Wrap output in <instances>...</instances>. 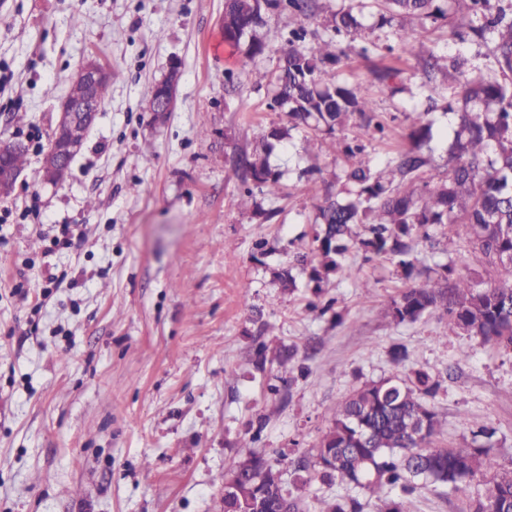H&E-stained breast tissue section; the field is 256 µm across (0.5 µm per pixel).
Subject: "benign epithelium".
<instances>
[{"instance_id":"1","label":"benign epithelium","mask_w":512,"mask_h":512,"mask_svg":"<svg viewBox=\"0 0 512 512\" xmlns=\"http://www.w3.org/2000/svg\"><path fill=\"white\" fill-rule=\"evenodd\" d=\"M109 71L94 59H88L74 76L69 93L59 106L57 128L52 147L43 158L42 175L54 184L67 177L72 159L81 151L84 140L73 135L77 129L88 132L94 125L100 104L98 87L107 80ZM177 73L160 81L161 93L147 103L149 112H172L176 107ZM15 145L0 142V186L16 183L20 172L1 163Z\"/></svg>"}]
</instances>
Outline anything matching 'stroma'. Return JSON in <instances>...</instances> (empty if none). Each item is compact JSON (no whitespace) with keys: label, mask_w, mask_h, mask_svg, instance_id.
Wrapping results in <instances>:
<instances>
[{"label":"stroma","mask_w":512,"mask_h":512,"mask_svg":"<svg viewBox=\"0 0 512 512\" xmlns=\"http://www.w3.org/2000/svg\"><path fill=\"white\" fill-rule=\"evenodd\" d=\"M319 4L307 28L350 7L371 45L326 74L358 85L386 120L388 138L366 144L371 163L409 147L415 110L451 99L441 79L421 93L422 56L460 55L494 73L492 43L451 42L444 23L398 16L382 27L375 0ZM403 28L415 55L398 47ZM283 47L270 41L249 59L225 42L224 0H0V140L26 149L14 192L0 197V512H224L249 427H262L256 449L293 462L312 454L353 388L422 366L442 380L435 445L467 447L471 422H482L496 430L500 462H512V349L481 345L436 314L390 322L403 282L393 263L356 247L353 278L317 285L299 269L295 289L274 281L289 253L310 252L316 206L343 176L338 147L355 130H291L269 157L281 193L260 200L275 217L241 205L230 157L288 122L246 73L277 70ZM90 56L112 85L68 181L51 186L40 166L56 108ZM174 63V111H147ZM385 66L400 69L405 91L374 79ZM310 165L318 174L299 178ZM64 224L78 233L68 247L54 243ZM61 269L65 282L46 288ZM261 342L295 355L257 371ZM396 344L408 353L398 366ZM486 488L481 475L461 493L424 489L409 510L461 512ZM302 495L310 512L339 496L376 510L359 487L316 480Z\"/></svg>","instance_id":"35a3bbf8"}]
</instances>
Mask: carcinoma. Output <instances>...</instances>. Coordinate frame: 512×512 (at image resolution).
Here are the masks:
<instances>
[{
	"mask_svg": "<svg viewBox=\"0 0 512 512\" xmlns=\"http://www.w3.org/2000/svg\"><path fill=\"white\" fill-rule=\"evenodd\" d=\"M388 16H418L435 21L448 17L447 0H378ZM467 19L448 27V38L461 42L469 35L494 45L498 77L486 79L462 70L453 59L448 66L427 60L423 72L432 81L440 72L454 71L457 119L455 142L448 149L446 175L430 183L429 157L422 144L429 129V110L417 112L409 135L411 147L373 168L364 158L366 138L383 139L387 127L373 102L358 87L325 80L326 67L340 62L336 37L360 38L362 23L352 10L338 11L330 20L333 35L304 45L303 25L289 30L283 64L271 73L255 74L256 84L273 87L270 106L288 115V126L273 127L251 152H241L232 168L242 182L256 184L266 196L279 193V176L267 164L275 142L289 137L299 125L329 133L353 117L355 144L344 147L349 167L345 182L327 191L317 207L318 222L311 254L298 253L274 272L284 288H296L293 270L310 266L317 283L331 275L348 278V252L358 244L389 259L404 280L391 297L387 315L395 324L414 323L436 310L448 323L482 345L512 348V19L498 0H465ZM315 0H226L224 40L235 47L247 42V53L264 47L263 14L280 11L292 21L313 12ZM427 224L462 225L469 254L486 277L445 268L432 277L415 272L410 259L417 230ZM441 387L439 377L421 368L402 379L396 375L353 389L333 408V423L314 449L312 460L288 469L284 458L258 451L257 436L237 443L238 461L224 512H303V501L287 489V481L306 485L315 478L343 487H361L376 495L378 512H408L406 499L420 479L442 494L457 493L474 478L493 472L485 496L469 504V512H512V466L500 464L491 439L495 431L472 424L473 444L466 448H435L441 421L432 401ZM320 512H361L355 499L324 502Z\"/></svg>",
	"mask_w": 512,
	"mask_h": 512,
	"instance_id": "carcinoma-1",
	"label": "carcinoma"
}]
</instances>
